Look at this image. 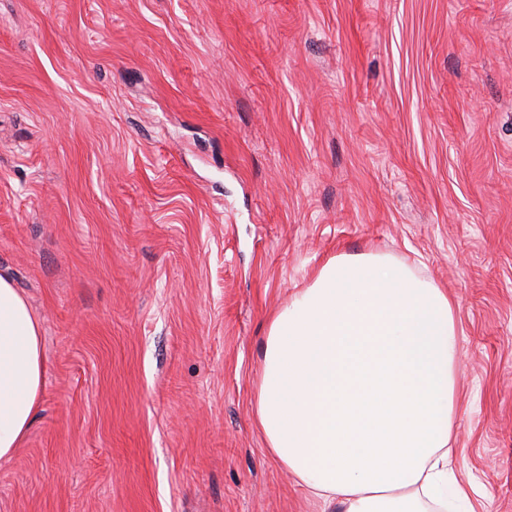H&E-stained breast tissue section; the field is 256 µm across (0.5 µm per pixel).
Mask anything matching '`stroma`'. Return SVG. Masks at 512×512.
Wrapping results in <instances>:
<instances>
[{
  "label": "stroma",
  "mask_w": 512,
  "mask_h": 512,
  "mask_svg": "<svg viewBox=\"0 0 512 512\" xmlns=\"http://www.w3.org/2000/svg\"><path fill=\"white\" fill-rule=\"evenodd\" d=\"M370 251L455 301L454 472L512 512V0H0V274L45 356L0 512H322L261 347Z\"/></svg>",
  "instance_id": "obj_1"
}]
</instances>
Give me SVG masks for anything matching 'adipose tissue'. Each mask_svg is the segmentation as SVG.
I'll return each mask as SVG.
<instances>
[{
  "mask_svg": "<svg viewBox=\"0 0 512 512\" xmlns=\"http://www.w3.org/2000/svg\"><path fill=\"white\" fill-rule=\"evenodd\" d=\"M41 323L0 275V458L43 389ZM458 353L447 291L392 255L330 258L268 324L255 417L332 512H474L452 467Z\"/></svg>",
  "mask_w": 512,
  "mask_h": 512,
  "instance_id": "ef3b65f1",
  "label": "adipose tissue"
}]
</instances>
